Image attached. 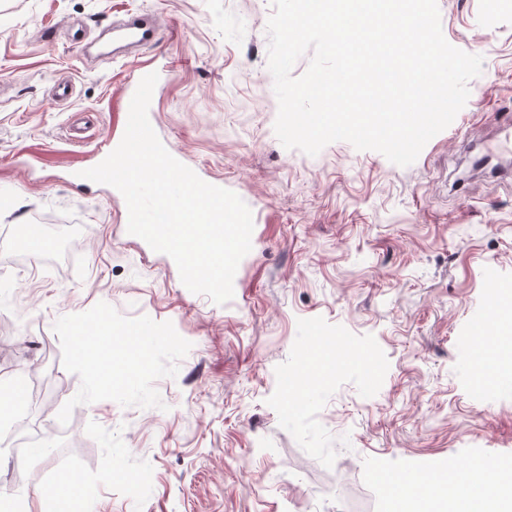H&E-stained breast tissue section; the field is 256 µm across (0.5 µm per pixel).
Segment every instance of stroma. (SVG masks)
Instances as JSON below:
<instances>
[{
	"label": "stroma",
	"mask_w": 512,
	"mask_h": 512,
	"mask_svg": "<svg viewBox=\"0 0 512 512\" xmlns=\"http://www.w3.org/2000/svg\"><path fill=\"white\" fill-rule=\"evenodd\" d=\"M454 47L483 58L455 120L406 167L336 141L285 149L268 69L271 0H0V392L32 380L54 438L0 497L32 508L57 474L82 479L78 512H384L380 475L512 464V389L478 386L472 321L512 291V180L473 168L512 125V0H438ZM153 16L155 41L109 57L112 26ZM161 72L149 107L164 146L250 208L254 245L223 305L189 291L171 257L132 235L112 187L78 167L112 150L123 91ZM64 80L69 100L55 98ZM37 229L51 248L22 239ZM106 302L172 322L191 342L163 408L111 400L57 413L80 387L53 330ZM338 362L291 410L284 377L312 336Z\"/></svg>",
	"instance_id": "stroma-1"
}]
</instances>
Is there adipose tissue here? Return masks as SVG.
Instances as JSON below:
<instances>
[{"label": "adipose tissue", "instance_id": "obj_1", "mask_svg": "<svg viewBox=\"0 0 512 512\" xmlns=\"http://www.w3.org/2000/svg\"><path fill=\"white\" fill-rule=\"evenodd\" d=\"M491 333L481 343V357L474 362L476 381L488 369L512 368L507 348L512 345V300L504 298L490 306ZM386 503L394 512H512V465L492 459L479 461L477 470L457 473L444 470L442 479L422 484L412 491L400 476L383 477Z\"/></svg>", "mask_w": 512, "mask_h": 512}]
</instances>
